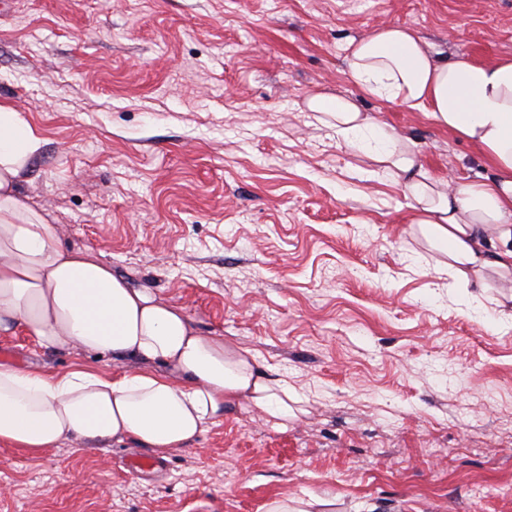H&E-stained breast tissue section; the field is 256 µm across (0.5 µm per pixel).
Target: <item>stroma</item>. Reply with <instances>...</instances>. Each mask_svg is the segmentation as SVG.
<instances>
[{"label":"stroma","instance_id":"obj_1","mask_svg":"<svg viewBox=\"0 0 512 512\" xmlns=\"http://www.w3.org/2000/svg\"><path fill=\"white\" fill-rule=\"evenodd\" d=\"M405 26L444 55H512V0H15L0 103L45 143L19 183L61 242L253 349L303 412L225 408L151 471L133 443L0 447V512H512V303L464 288L403 186L305 106L356 99L429 176L491 179L423 112L361 96L349 39ZM0 363L123 361L0 335Z\"/></svg>","mask_w":512,"mask_h":512}]
</instances>
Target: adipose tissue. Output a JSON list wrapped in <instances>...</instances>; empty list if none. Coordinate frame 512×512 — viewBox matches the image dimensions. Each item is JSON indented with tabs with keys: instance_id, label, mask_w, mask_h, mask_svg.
Here are the masks:
<instances>
[{
	"instance_id": "obj_1",
	"label": "adipose tissue",
	"mask_w": 512,
	"mask_h": 512,
	"mask_svg": "<svg viewBox=\"0 0 512 512\" xmlns=\"http://www.w3.org/2000/svg\"><path fill=\"white\" fill-rule=\"evenodd\" d=\"M346 49L361 93L425 112L476 147L495 178L452 184L427 176L411 148L352 99L317 92L309 109L404 185L414 223L445 244L458 283L481 288L485 273L511 277L512 57L442 60L414 31L390 24ZM42 146L40 132L0 104V335L21 331L47 348L136 366L108 378L90 368L49 374L0 363V446L39 456L66 441H128L174 452L235 405L285 424L288 386L263 371L251 349L201 332L183 308L61 243L18 190Z\"/></svg>"
}]
</instances>
